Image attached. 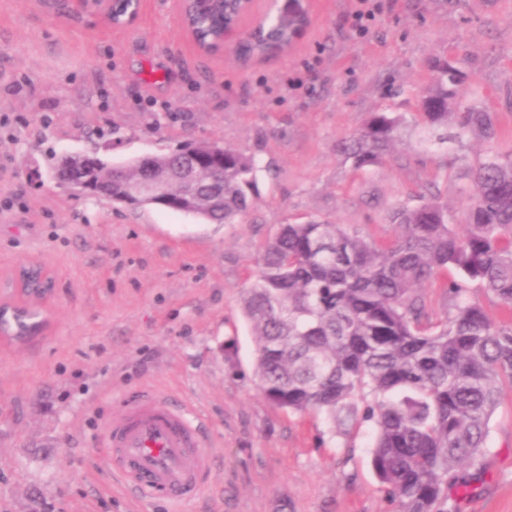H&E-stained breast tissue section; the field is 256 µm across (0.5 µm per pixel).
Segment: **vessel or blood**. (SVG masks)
Masks as SVG:
<instances>
[{
  "mask_svg": "<svg viewBox=\"0 0 512 512\" xmlns=\"http://www.w3.org/2000/svg\"><path fill=\"white\" fill-rule=\"evenodd\" d=\"M102 446L114 478L142 500L193 499L210 470L199 425L187 410L153 392L126 405L108 426Z\"/></svg>",
  "mask_w": 512,
  "mask_h": 512,
  "instance_id": "vessel-or-blood-1",
  "label": "vessel or blood"
}]
</instances>
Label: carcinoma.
Segmentation results:
<instances>
[{"instance_id":"cac0c4a2","label":"carcinoma","mask_w":512,"mask_h":512,"mask_svg":"<svg viewBox=\"0 0 512 512\" xmlns=\"http://www.w3.org/2000/svg\"><path fill=\"white\" fill-rule=\"evenodd\" d=\"M237 8L187 0L185 21L207 45ZM302 25L269 15L238 56L273 54ZM461 82L453 62L435 66L419 99L423 143L461 144L468 130L495 137L490 113L451 111L461 106ZM407 126L402 115L373 112L338 149L355 167L372 166ZM265 169L224 148V208L206 221L243 217ZM472 182L476 193L458 216L435 196L395 207L397 233L387 243L314 219L281 225L241 299L263 396L294 414H322L334 438L371 424V466L394 512H459L458 494L480 478L491 419L512 391V319L492 320L468 294L474 286L512 313V155L482 163ZM448 268L459 275L446 283L453 312L433 323L415 292ZM42 323L39 309L25 308L14 325L1 320L0 332L25 340Z\"/></svg>"}]
</instances>
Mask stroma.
Segmentation results:
<instances>
[{"label": "stroma", "mask_w": 512, "mask_h": 512, "mask_svg": "<svg viewBox=\"0 0 512 512\" xmlns=\"http://www.w3.org/2000/svg\"><path fill=\"white\" fill-rule=\"evenodd\" d=\"M378 2L361 35L358 0H257L258 13L301 11L307 25L288 50L245 64L198 51L178 0H142L127 28L0 0V302H24L23 265L53 281L41 335L0 336V512H392L370 425L343 443L322 416L265 400L241 309L280 225L315 219L385 243L396 205L437 194L461 212L470 169L512 154V0ZM439 58L457 63L493 139L425 148L411 126L379 164L338 153L370 113L412 117ZM188 140L267 164L241 222L87 199L47 175L55 156L121 163ZM144 389L205 423L212 469L198 500L134 503L107 473L103 427ZM459 512H512V393Z\"/></svg>", "instance_id": "35a3bbf8"}]
</instances>
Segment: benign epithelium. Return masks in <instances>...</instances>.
Returning a JSON list of instances; mask_svg holds the SVG:
<instances>
[{"label":"benign epithelium","instance_id":"7a95c632","mask_svg":"<svg viewBox=\"0 0 512 512\" xmlns=\"http://www.w3.org/2000/svg\"><path fill=\"white\" fill-rule=\"evenodd\" d=\"M134 7L125 9L126 0H67V11L104 19L114 28L130 26L138 17L141 0H133ZM209 153L189 156L177 166L158 168L149 165L138 176L127 175L124 166H107L100 158L84 154L65 156L64 169L71 185L83 196L103 198L125 205H174L182 213H195L203 196L211 206L223 203L224 154L211 144L203 147Z\"/></svg>","mask_w":512,"mask_h":512}]
</instances>
